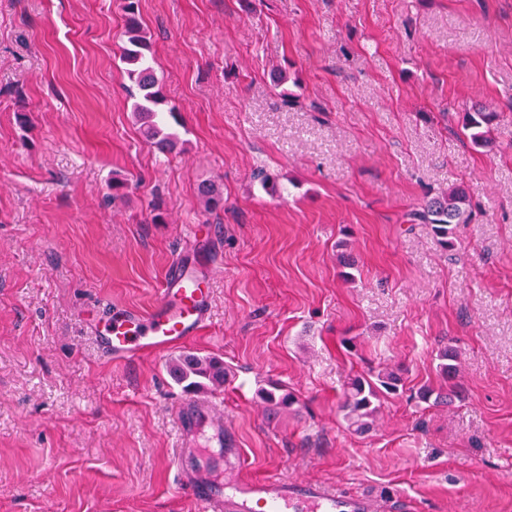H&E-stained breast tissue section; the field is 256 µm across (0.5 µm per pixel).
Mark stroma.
Returning a JSON list of instances; mask_svg holds the SVG:
<instances>
[{"instance_id":"obj_1","label":"stroma","mask_w":512,"mask_h":512,"mask_svg":"<svg viewBox=\"0 0 512 512\" xmlns=\"http://www.w3.org/2000/svg\"><path fill=\"white\" fill-rule=\"evenodd\" d=\"M123 5L0 0V512H194L167 355L112 362L89 333L148 310L177 255L214 274L186 349L224 363L236 477L512 512V0H139L168 154L134 118ZM478 102L500 115L486 148L463 134ZM454 186L475 220L447 250L413 215ZM444 340L463 398L429 408ZM370 365L405 390L356 433L338 404ZM271 381L296 411L267 416ZM197 197L205 211H211L222 206L224 195L213 182H202L197 187Z\"/></svg>"}]
</instances>
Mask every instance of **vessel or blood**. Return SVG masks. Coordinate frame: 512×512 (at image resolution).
Masks as SVG:
<instances>
[{"label":"vessel or blood","mask_w":512,"mask_h":512,"mask_svg":"<svg viewBox=\"0 0 512 512\" xmlns=\"http://www.w3.org/2000/svg\"><path fill=\"white\" fill-rule=\"evenodd\" d=\"M211 276L173 259L150 310L111 308L104 326H92L103 358L124 363L181 347L210 321ZM221 399L183 398L178 406L177 478L195 512H376L373 496L347 495L315 483L278 478L231 480L227 466L240 459L219 415Z\"/></svg>","instance_id":"vessel-or-blood-1"}]
</instances>
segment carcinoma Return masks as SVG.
I'll return each mask as SVG.
<instances>
[{
    "mask_svg": "<svg viewBox=\"0 0 512 512\" xmlns=\"http://www.w3.org/2000/svg\"><path fill=\"white\" fill-rule=\"evenodd\" d=\"M124 11L127 41L122 59L129 66L127 73L135 88L134 115L143 135L154 143L159 152L168 153L175 148L176 140L163 130L164 115L159 109L164 101L162 85L146 55L149 41L137 19L138 0H124ZM287 80L286 68L277 67L273 89L289 101L295 98V93L283 88ZM497 119L498 113L480 108L466 113L465 129L470 131L469 138L474 146H490V130ZM197 197L206 211L214 210L224 202L223 192L213 182L199 184ZM414 216L430 226L444 249L452 250L457 242L459 226L472 223L473 209L464 189L455 186L429 198ZM436 360L443 379L448 382L455 380L459 373L457 350L446 343L437 350ZM168 368L174 382L187 393L212 392L224 386V362L213 357L185 352L171 358ZM404 385L399 369H377L366 376L360 374L351 378L339 404V412L348 428L357 433L369 430L380 412L382 399L398 394ZM260 397L273 416L296 404L294 394L280 383L261 389ZM459 398V392L452 386L438 391L425 386L418 393L419 402L430 407L448 406Z\"/></svg>",
    "mask_w": 512,
    "mask_h": 512,
    "instance_id": "cac0c4a2",
    "label": "carcinoma"
}]
</instances>
